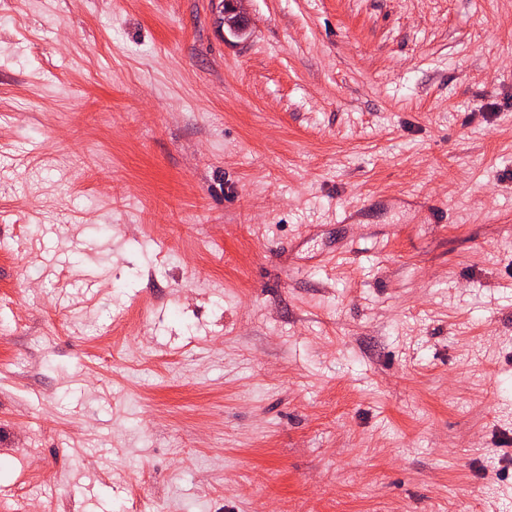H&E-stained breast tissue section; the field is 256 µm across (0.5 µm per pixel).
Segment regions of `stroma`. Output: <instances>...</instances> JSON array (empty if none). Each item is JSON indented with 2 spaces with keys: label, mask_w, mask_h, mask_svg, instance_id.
Segmentation results:
<instances>
[{
  "label": "stroma",
  "mask_w": 512,
  "mask_h": 512,
  "mask_svg": "<svg viewBox=\"0 0 512 512\" xmlns=\"http://www.w3.org/2000/svg\"><path fill=\"white\" fill-rule=\"evenodd\" d=\"M245 8L0 0V512H512V0Z\"/></svg>",
  "instance_id": "stroma-1"
}]
</instances>
